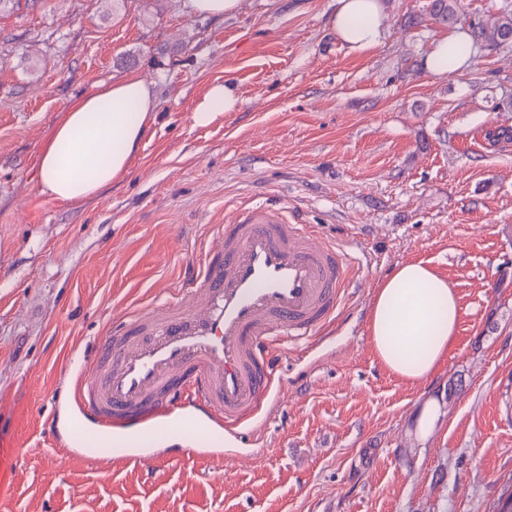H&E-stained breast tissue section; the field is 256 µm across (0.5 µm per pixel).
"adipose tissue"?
<instances>
[{
    "instance_id": "ef3b65f1",
    "label": "adipose tissue",
    "mask_w": 512,
    "mask_h": 512,
    "mask_svg": "<svg viewBox=\"0 0 512 512\" xmlns=\"http://www.w3.org/2000/svg\"><path fill=\"white\" fill-rule=\"evenodd\" d=\"M381 0H336L331 27L350 49L364 51L382 37ZM466 36L441 38L424 59L433 75H450L465 61ZM147 82L129 75L98 84L70 102L38 158L41 189L62 203L83 201L130 171L156 118ZM460 307L454 288L428 263L401 264L377 288L368 332L379 361L407 382L433 374L453 347Z\"/></svg>"
}]
</instances>
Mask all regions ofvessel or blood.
<instances>
[{
	"mask_svg": "<svg viewBox=\"0 0 512 512\" xmlns=\"http://www.w3.org/2000/svg\"><path fill=\"white\" fill-rule=\"evenodd\" d=\"M351 267L318 226L266 205L237 208L167 301L118 322L77 359L71 435L92 426L237 443L279 402L283 342L339 316Z\"/></svg>",
	"mask_w": 512,
	"mask_h": 512,
	"instance_id": "obj_1",
	"label": "vessel or blood"
}]
</instances>
